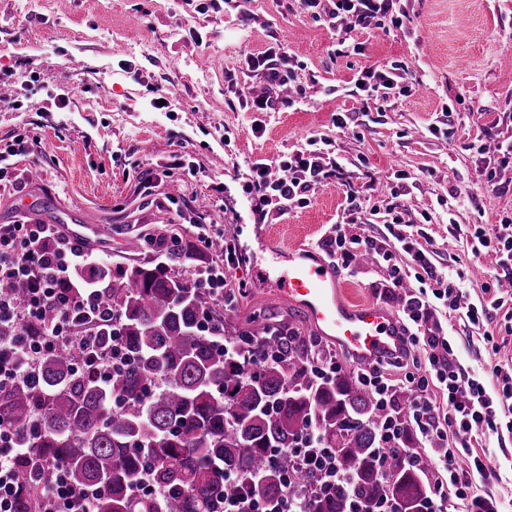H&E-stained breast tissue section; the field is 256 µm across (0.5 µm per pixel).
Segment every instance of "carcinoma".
Returning <instances> with one entry per match:
<instances>
[{
	"instance_id": "cac0c4a2",
	"label": "carcinoma",
	"mask_w": 512,
	"mask_h": 512,
	"mask_svg": "<svg viewBox=\"0 0 512 512\" xmlns=\"http://www.w3.org/2000/svg\"><path fill=\"white\" fill-rule=\"evenodd\" d=\"M167 263L137 262L112 273L94 266L88 280L104 286L125 353L103 388L74 373L73 356L45 357L39 383L0 389V427L29 448L19 463L16 512H39L37 484L46 470L98 490L95 512H220L241 497L272 500L282 494L289 448L314 427L350 471L348 482L312 491L311 512H350L360 502L373 512L391 498L410 512L428 495L425 466L397 452L383 473L377 460L389 413L374 393L343 371L318 380L314 336L254 318L223 348L200 331L208 297L172 263L191 251L182 235L161 238ZM28 284L0 286L18 303ZM163 490L155 499L132 488L142 475Z\"/></svg>"
}]
</instances>
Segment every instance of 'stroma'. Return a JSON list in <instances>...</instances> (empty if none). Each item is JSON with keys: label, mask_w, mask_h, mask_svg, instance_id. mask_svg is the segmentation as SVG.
<instances>
[{"label": "stroma", "mask_w": 512, "mask_h": 512, "mask_svg": "<svg viewBox=\"0 0 512 512\" xmlns=\"http://www.w3.org/2000/svg\"><path fill=\"white\" fill-rule=\"evenodd\" d=\"M384 23L339 35L296 0H222L205 12L187 0H0V67L15 70L0 85V148L20 134L41 141L11 171L18 190H0V225H55L118 270L156 256L128 252V238L177 219L190 235L204 221L223 238L240 293L223 307L226 332L258 312L285 320L293 307L261 282L288 263L257 253L252 168L313 140L344 177L275 220L281 243L323 248L353 188L366 206L360 234L383 236L401 217L404 242L432 245L438 274L460 278L465 301L485 300L496 265L473 258L469 239L512 215V164L499 172L505 190L485 195L475 147L512 135V0H394ZM276 45L295 70L289 103L248 111L244 96L267 83L246 60ZM377 65L394 73L392 89L358 90ZM63 91L67 107L49 111ZM14 98L22 111L10 109ZM146 172L155 186L141 195ZM503 322H455L449 334L467 372L512 358ZM488 330L499 351L484 347Z\"/></svg>", "instance_id": "35a3bbf8"}]
</instances>
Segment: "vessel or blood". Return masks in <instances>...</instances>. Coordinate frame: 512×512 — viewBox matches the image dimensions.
Masks as SVG:
<instances>
[{
	"mask_svg": "<svg viewBox=\"0 0 512 512\" xmlns=\"http://www.w3.org/2000/svg\"><path fill=\"white\" fill-rule=\"evenodd\" d=\"M260 247L272 259L288 262L287 271L280 277V295L318 334L348 352L356 363L400 349L401 329L396 315L375 302L349 300L340 274L314 247H282L268 231L261 235Z\"/></svg>",
	"mask_w": 512,
	"mask_h": 512,
	"instance_id": "vessel-or-blood-1",
	"label": "vessel or blood"
}]
</instances>
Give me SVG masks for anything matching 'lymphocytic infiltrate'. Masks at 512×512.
<instances>
[{
	"label": "lymphocytic infiltrate",
	"mask_w": 512,
	"mask_h": 512,
	"mask_svg": "<svg viewBox=\"0 0 512 512\" xmlns=\"http://www.w3.org/2000/svg\"><path fill=\"white\" fill-rule=\"evenodd\" d=\"M393 0H298L301 13L321 22L330 31L367 28L374 19L386 17ZM247 65L263 74L266 95L249 100L255 112L279 111L276 87L293 80L287 59H275L272 50L251 57ZM285 177L269 179L265 164H256L251 190L258 223L287 214L288 210L310 205L313 186L341 177V166L326 160L317 149L306 150L281 161ZM347 206L325 241L349 275H356L354 259L369 253L373 260L387 262L388 288L397 290L401 300L404 336L400 350L364 365L360 379L369 386L382 405H391L398 387L413 393L408 406V422L415 433L412 456L430 460V493L421 512H444L458 502L462 512H501V500L494 487L502 476L490 462V437L500 420L512 413V360L495 364L486 375H467L436 310L449 318L483 325L506 299L492 296L489 303H464L455 281L439 278L432 263V250L409 251L410 269L392 264L388 243L353 233L362 212L359 192L348 191ZM473 257L492 256L496 265L512 269V217H503L492 231L476 229L470 248ZM89 257L80 241L70 239L51 224L0 225V282L20 278L31 288L24 303L0 299V321L21 328L19 335L0 339V388L32 383L38 367L48 354L70 351L75 368L93 374L100 385H108L112 371L121 362V352L113 334L112 310L100 289L67 288L75 270L88 269ZM416 286H409L408 277ZM434 280L431 293L418 284ZM421 345L416 374L402 384L392 383L387 372L403 367L410 348ZM27 450L13 433L0 430V512H14L19 492L18 462ZM292 469L315 474L321 485L347 481L348 472L329 449L320 446L315 429H306L297 447L289 449ZM96 490L71 483L64 472H51L40 492L41 512H93ZM224 512H310L302 485L286 483L283 494L271 502L229 500Z\"/></svg>",
	"instance_id": "f902f5d3"
}]
</instances>
